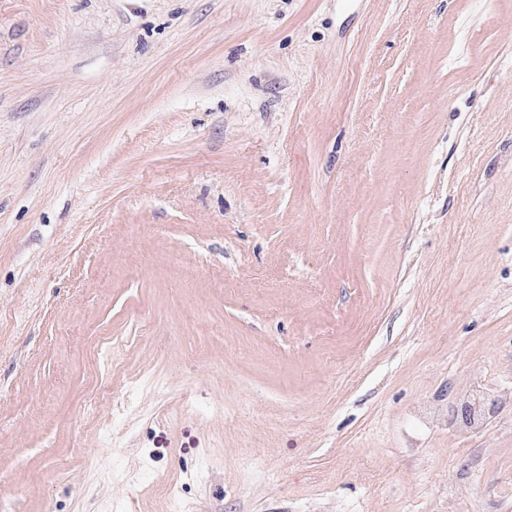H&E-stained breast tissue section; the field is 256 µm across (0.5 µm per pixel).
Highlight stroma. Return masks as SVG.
<instances>
[{
    "instance_id": "obj_1",
    "label": "stroma",
    "mask_w": 512,
    "mask_h": 512,
    "mask_svg": "<svg viewBox=\"0 0 512 512\" xmlns=\"http://www.w3.org/2000/svg\"><path fill=\"white\" fill-rule=\"evenodd\" d=\"M172 483L512 512V0H0V512Z\"/></svg>"
}]
</instances>
